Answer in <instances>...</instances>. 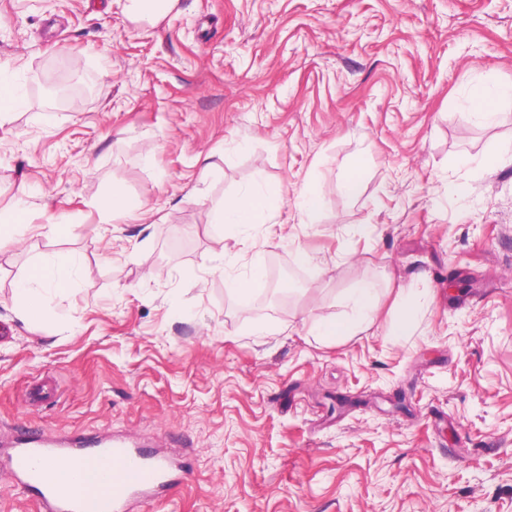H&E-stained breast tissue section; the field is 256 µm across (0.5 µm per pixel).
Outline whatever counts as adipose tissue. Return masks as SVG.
<instances>
[{
  "label": "adipose tissue",
  "instance_id": "adipose-tissue-1",
  "mask_svg": "<svg viewBox=\"0 0 512 512\" xmlns=\"http://www.w3.org/2000/svg\"><path fill=\"white\" fill-rule=\"evenodd\" d=\"M212 213L218 224H265L270 220L271 205L261 189L252 188L217 202ZM74 275V267L44 260L33 273L21 277L16 283L15 295L23 318L32 323L40 321L49 303L50 290L67 288ZM346 301L350 315L345 318L317 316L312 327L314 335L332 340L339 336H357L368 329L378 308L377 289L368 286L353 289Z\"/></svg>",
  "mask_w": 512,
  "mask_h": 512
}]
</instances>
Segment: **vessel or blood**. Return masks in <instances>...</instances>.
I'll return each instance as SVG.
<instances>
[{
    "label": "vessel or blood",
    "instance_id": "b4317fda",
    "mask_svg": "<svg viewBox=\"0 0 512 512\" xmlns=\"http://www.w3.org/2000/svg\"><path fill=\"white\" fill-rule=\"evenodd\" d=\"M11 471L22 487L36 489L46 512H127L131 497L144 494L170 483V462L166 457L146 451L126 441L112 437H78L63 440L55 434L16 432L11 442ZM56 457L66 463L75 477L90 472L91 460L112 459L120 464L132 481L112 496L103 491L110 484L106 469L91 471L100 497H89L86 491L64 490L58 477L45 466L48 458Z\"/></svg>",
    "mask_w": 512,
    "mask_h": 512
}]
</instances>
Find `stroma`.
Listing matches in <instances>:
<instances>
[{"label":"stroma","instance_id":"1","mask_svg":"<svg viewBox=\"0 0 512 512\" xmlns=\"http://www.w3.org/2000/svg\"><path fill=\"white\" fill-rule=\"evenodd\" d=\"M0 80V214L24 199L38 227L0 249V428L175 457L136 512H512V164L482 163L512 106L467 104L512 85V0H179L152 25L0 0ZM116 185L159 220L111 217ZM252 187L269 223H213ZM43 259L79 283L30 324L13 289ZM366 282L416 289L409 335L388 299L366 333L312 334ZM507 100H512L511 87L493 91L478 87L473 91L469 103L484 121L491 123L499 116V105Z\"/></svg>","mask_w":512,"mask_h":512}]
</instances>
